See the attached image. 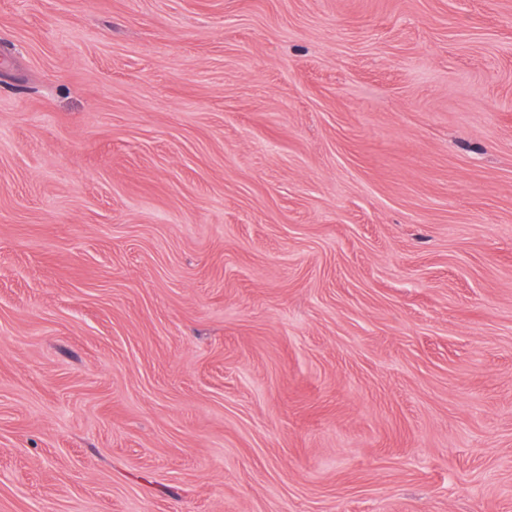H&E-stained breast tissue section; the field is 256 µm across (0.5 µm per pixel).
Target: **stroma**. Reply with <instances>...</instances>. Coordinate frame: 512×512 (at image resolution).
Returning <instances> with one entry per match:
<instances>
[{"instance_id": "35a3bbf8", "label": "stroma", "mask_w": 512, "mask_h": 512, "mask_svg": "<svg viewBox=\"0 0 512 512\" xmlns=\"http://www.w3.org/2000/svg\"><path fill=\"white\" fill-rule=\"evenodd\" d=\"M0 512H512V0H0Z\"/></svg>"}]
</instances>
